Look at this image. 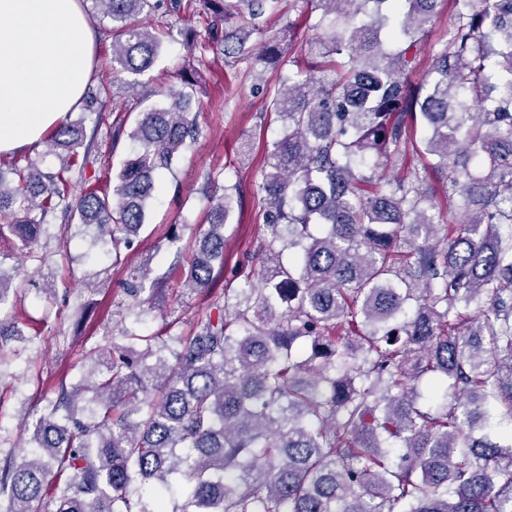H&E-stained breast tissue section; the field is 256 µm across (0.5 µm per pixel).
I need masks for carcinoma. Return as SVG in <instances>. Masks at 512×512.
<instances>
[{"label": "carcinoma", "instance_id": "obj_1", "mask_svg": "<svg viewBox=\"0 0 512 512\" xmlns=\"http://www.w3.org/2000/svg\"><path fill=\"white\" fill-rule=\"evenodd\" d=\"M157 0H94L112 21L113 76L153 68ZM282 0H167L210 16L195 51L242 61ZM325 32L279 54L297 71L268 87L285 124L257 185L268 232L259 267L213 294L224 227L240 200L214 197L188 256L159 288L210 300L189 335L94 347L60 387L32 447L0 469V512H512V0H446L455 19L430 80L409 73L439 0H313ZM248 16L246 25L233 19ZM192 94L152 88L111 186L73 194L94 163L84 113L41 160L0 167V242L29 249L57 217L97 228L112 265L149 220L154 175L197 140ZM421 167L406 163L417 121ZM448 185V218L425 174ZM295 251V267L282 254ZM149 264L126 283L147 312ZM0 268V309L14 296Z\"/></svg>", "mask_w": 512, "mask_h": 512}]
</instances>
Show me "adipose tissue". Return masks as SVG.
Wrapping results in <instances>:
<instances>
[{
  "label": "adipose tissue",
  "instance_id": "obj_1",
  "mask_svg": "<svg viewBox=\"0 0 512 512\" xmlns=\"http://www.w3.org/2000/svg\"><path fill=\"white\" fill-rule=\"evenodd\" d=\"M93 41L81 0H0V153L26 151L78 107Z\"/></svg>",
  "mask_w": 512,
  "mask_h": 512
}]
</instances>
